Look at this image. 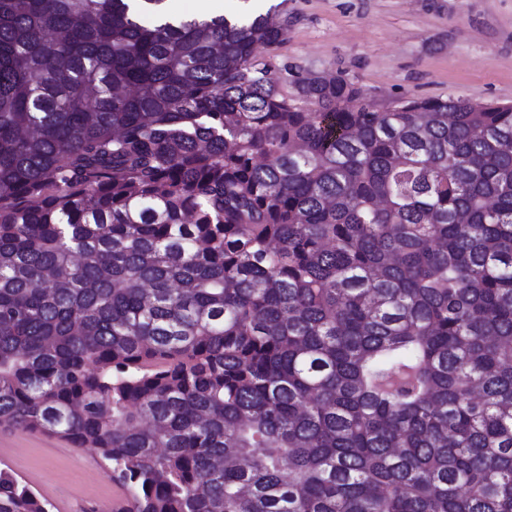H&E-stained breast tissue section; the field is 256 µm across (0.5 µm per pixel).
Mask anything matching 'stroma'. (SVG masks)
Returning a JSON list of instances; mask_svg holds the SVG:
<instances>
[{
	"instance_id": "1",
	"label": "stroma",
	"mask_w": 512,
	"mask_h": 512,
	"mask_svg": "<svg viewBox=\"0 0 512 512\" xmlns=\"http://www.w3.org/2000/svg\"><path fill=\"white\" fill-rule=\"evenodd\" d=\"M287 17L275 49L257 47L283 93L299 77L343 73L378 108L403 96L512 104V0H214L211 15ZM7 466L52 512H112L122 491L94 452L0 428Z\"/></svg>"
}]
</instances>
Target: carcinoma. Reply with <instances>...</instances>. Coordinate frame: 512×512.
<instances>
[{"mask_svg":"<svg viewBox=\"0 0 512 512\" xmlns=\"http://www.w3.org/2000/svg\"><path fill=\"white\" fill-rule=\"evenodd\" d=\"M166 2L0 0V428L128 512H512V105Z\"/></svg>","mask_w":512,"mask_h":512,"instance_id":"1","label":"carcinoma"}]
</instances>
